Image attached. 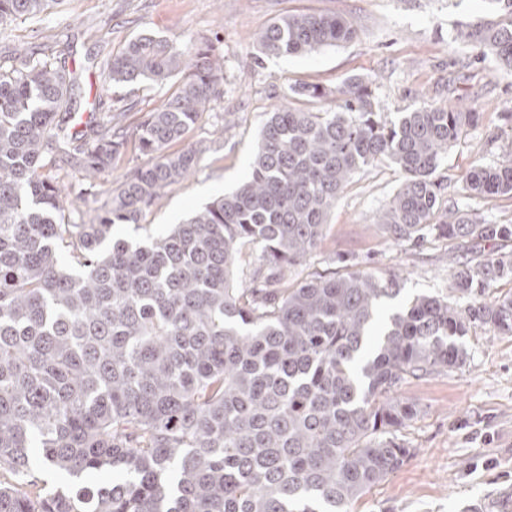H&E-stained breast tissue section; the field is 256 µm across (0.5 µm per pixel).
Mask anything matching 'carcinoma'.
I'll return each instance as SVG.
<instances>
[{"label": "carcinoma", "mask_w": 512, "mask_h": 512, "mask_svg": "<svg viewBox=\"0 0 512 512\" xmlns=\"http://www.w3.org/2000/svg\"><path fill=\"white\" fill-rule=\"evenodd\" d=\"M51 0H0V26ZM493 24L457 38L512 77V0ZM336 15L288 13L259 35L262 58L309 54L354 38ZM105 82L175 91L128 134L103 115L69 126L79 86L67 58L40 46L0 66V512H348L410 454L403 431L418 404L396 393L464 363L463 337L483 326L512 336V224L471 207L442 208L435 177L448 147L481 113L425 102L396 122L372 81L298 84L268 113L250 172L235 191L144 242L114 236L196 171L201 150L171 152L224 96V56L140 34L104 61ZM155 162L114 187L129 143ZM73 154L92 180L73 197L45 172ZM388 160L402 182L378 212L389 242H460L452 273L462 309L419 295L380 320L396 275L355 271L288 286V269L319 248L353 176ZM470 199L512 195V158L474 164ZM254 258L239 284L243 255ZM70 478L54 487L34 468ZM112 472L109 483L91 480Z\"/></svg>", "instance_id": "cac0c4a2"}]
</instances>
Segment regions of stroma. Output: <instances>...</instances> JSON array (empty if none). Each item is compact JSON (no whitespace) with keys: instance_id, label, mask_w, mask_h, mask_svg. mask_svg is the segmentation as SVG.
<instances>
[{"instance_id":"obj_1","label":"stroma","mask_w":512,"mask_h":512,"mask_svg":"<svg viewBox=\"0 0 512 512\" xmlns=\"http://www.w3.org/2000/svg\"><path fill=\"white\" fill-rule=\"evenodd\" d=\"M293 11L355 19L358 34L311 55L270 56L255 65L260 33ZM499 18L487 0H56L47 12L0 28V66H9L10 53L24 44L41 45L50 58L66 55L84 92L81 112L95 120L111 114L114 125L131 131L173 87L106 84L101 65L107 57L142 33L178 47L207 39L223 53L224 96L187 138L202 150L195 173L167 187L140 225L115 226L120 238L163 233L242 183L268 112L288 103L290 87L333 88L355 75L372 79L378 107L390 121L424 102L453 100L481 113L478 127L449 148L436 176L459 206L512 224V196L472 201L464 192L473 162L490 165L512 155V123L503 118L512 113V78L500 77L494 59H478L476 47L454 39L462 25ZM400 180L387 162L356 174L329 215L318 251L292 271L291 281L368 269L397 274L404 300L452 295L455 242L433 237L420 247L396 245L373 224ZM465 344L468 359L461 367L401 384L400 395L421 407L404 433L411 454L350 512H475L484 506L512 512V336L478 326Z\"/></svg>"}]
</instances>
